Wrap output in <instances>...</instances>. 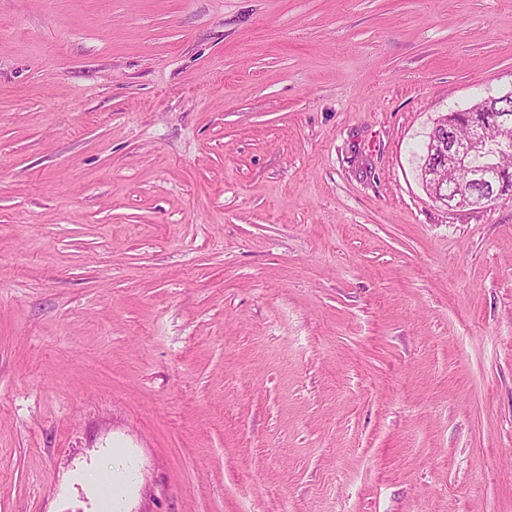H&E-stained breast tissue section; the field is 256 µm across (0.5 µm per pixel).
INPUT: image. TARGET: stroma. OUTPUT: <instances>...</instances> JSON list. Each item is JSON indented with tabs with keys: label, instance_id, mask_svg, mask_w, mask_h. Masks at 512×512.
Returning a JSON list of instances; mask_svg holds the SVG:
<instances>
[{
	"label": "stroma",
	"instance_id": "stroma-1",
	"mask_svg": "<svg viewBox=\"0 0 512 512\" xmlns=\"http://www.w3.org/2000/svg\"><path fill=\"white\" fill-rule=\"evenodd\" d=\"M512 0H0V512H512V196L425 190Z\"/></svg>",
	"mask_w": 512,
	"mask_h": 512
}]
</instances>
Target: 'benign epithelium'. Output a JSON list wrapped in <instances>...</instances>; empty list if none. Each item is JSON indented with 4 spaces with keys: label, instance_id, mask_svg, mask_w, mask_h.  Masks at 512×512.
<instances>
[{
    "label": "benign epithelium",
    "instance_id": "7a95c632",
    "mask_svg": "<svg viewBox=\"0 0 512 512\" xmlns=\"http://www.w3.org/2000/svg\"><path fill=\"white\" fill-rule=\"evenodd\" d=\"M512 149V92L477 103L435 122L422 180L429 195L448 208L490 205L512 196V172L497 157ZM468 174L469 188L441 176L443 170Z\"/></svg>",
    "mask_w": 512,
    "mask_h": 512
}]
</instances>
